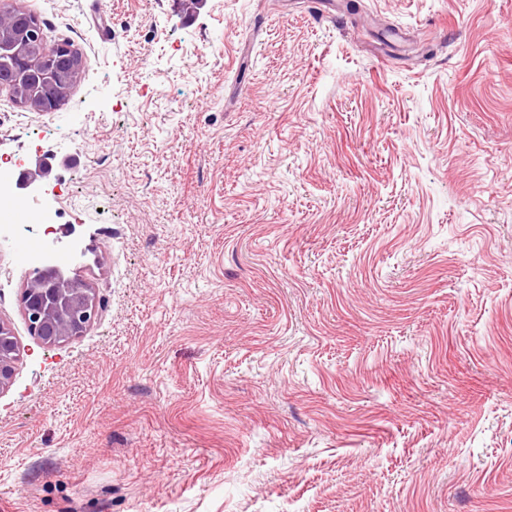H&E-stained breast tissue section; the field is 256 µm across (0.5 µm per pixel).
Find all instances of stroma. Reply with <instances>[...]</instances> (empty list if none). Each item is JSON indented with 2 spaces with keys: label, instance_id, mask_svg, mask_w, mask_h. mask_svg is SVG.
I'll return each instance as SVG.
<instances>
[{
  "label": "stroma",
  "instance_id": "35a3bbf8",
  "mask_svg": "<svg viewBox=\"0 0 512 512\" xmlns=\"http://www.w3.org/2000/svg\"><path fill=\"white\" fill-rule=\"evenodd\" d=\"M105 7L111 38L101 36ZM0 512H512V0H0ZM101 303L43 347V253ZM12 11L11 12H5L2 10L0 11V35L7 32L8 30H10V28L12 27V25L14 23V18H15L14 12L17 11V12L25 13V14L29 15L30 17H33L34 20L37 21V24H38L37 25L38 28H37V30H35V34L31 33L30 31H25V32L19 33V34H21L20 41L22 40L24 43H28V42L34 43L38 38L39 44H47L45 35H44V30L41 27V25H43V24L40 23V21L34 14H29V13L23 12L21 10H16V9H13ZM0 50V87H4L11 91L12 96L21 104L37 110L49 108V102L46 98L34 95V93H24L17 95L13 82L15 81V68L17 66V59L13 55L3 53ZM3 53V55L1 54ZM20 359V348L9 328L0 323V393L13 380L16 364Z\"/></svg>",
  "mask_w": 512,
  "mask_h": 512
}]
</instances>
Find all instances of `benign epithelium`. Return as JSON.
Masks as SVG:
<instances>
[{
    "instance_id": "7a95c632",
    "label": "benign epithelium",
    "mask_w": 512,
    "mask_h": 512,
    "mask_svg": "<svg viewBox=\"0 0 512 512\" xmlns=\"http://www.w3.org/2000/svg\"><path fill=\"white\" fill-rule=\"evenodd\" d=\"M67 93L63 87L47 100L32 93L18 101L37 110L58 107ZM43 278L26 282L21 294L23 312L31 332L46 347H54L84 333L99 314L93 288L81 276H67L57 268L41 271ZM20 348L9 328L0 323V393L13 380Z\"/></svg>"
}]
</instances>
